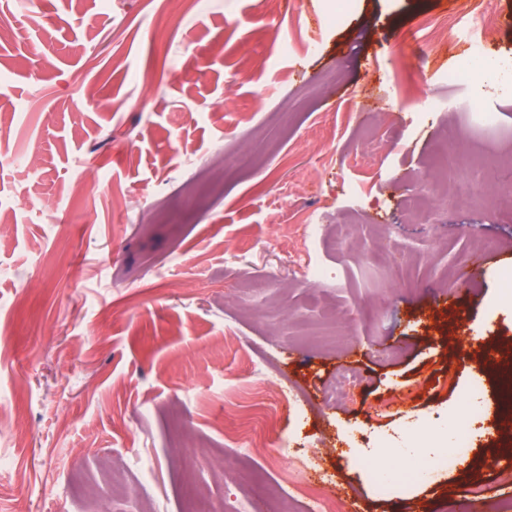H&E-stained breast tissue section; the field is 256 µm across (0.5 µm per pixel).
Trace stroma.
Returning <instances> with one entry per match:
<instances>
[{"instance_id":"35a3bbf8","label":"stroma","mask_w":512,"mask_h":512,"mask_svg":"<svg viewBox=\"0 0 512 512\" xmlns=\"http://www.w3.org/2000/svg\"><path fill=\"white\" fill-rule=\"evenodd\" d=\"M484 6L204 0L158 39L161 0H0V512H311L288 435L340 512H512V435L374 477L512 362V91L448 80L456 40L419 57ZM485 48L512 57V0Z\"/></svg>"}]
</instances>
